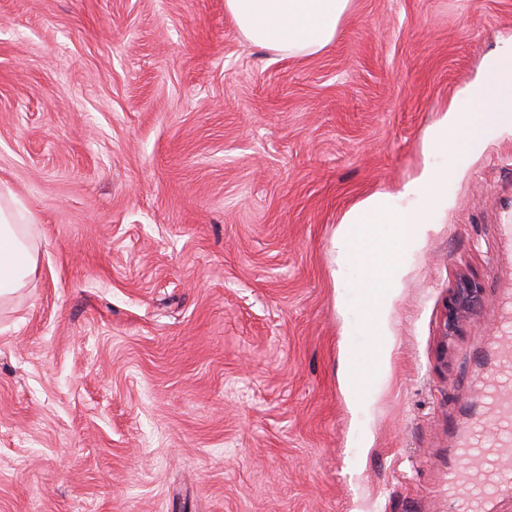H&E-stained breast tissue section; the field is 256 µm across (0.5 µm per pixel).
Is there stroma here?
I'll return each mask as SVG.
<instances>
[{"label": "stroma", "instance_id": "obj_1", "mask_svg": "<svg viewBox=\"0 0 512 512\" xmlns=\"http://www.w3.org/2000/svg\"><path fill=\"white\" fill-rule=\"evenodd\" d=\"M511 35L512 0H352L286 56L224 0H0V183L37 218L0 306V512H454L512 295V133L405 253L384 375L333 237ZM479 301V289L470 281H465L459 288H455L452 296L451 314L448 322H445V336L449 332H454L456 328V319L465 314L471 313Z\"/></svg>", "mask_w": 512, "mask_h": 512}]
</instances>
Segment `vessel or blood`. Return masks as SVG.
<instances>
[{"mask_svg": "<svg viewBox=\"0 0 512 512\" xmlns=\"http://www.w3.org/2000/svg\"><path fill=\"white\" fill-rule=\"evenodd\" d=\"M491 424L465 425L455 450L467 469L448 470V495L458 512H489L494 498L512 487V361L497 365L481 387Z\"/></svg>", "mask_w": 512, "mask_h": 512, "instance_id": "b4317fda", "label": "vessel or blood"}]
</instances>
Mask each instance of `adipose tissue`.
Listing matches in <instances>:
<instances>
[{"mask_svg": "<svg viewBox=\"0 0 512 512\" xmlns=\"http://www.w3.org/2000/svg\"><path fill=\"white\" fill-rule=\"evenodd\" d=\"M351 0H224L246 41L289 56L313 54L331 43ZM36 218L9 188L0 187V302L28 284L37 263L31 236Z\"/></svg>", "mask_w": 512, "mask_h": 512, "instance_id": "obj_1", "label": "adipose tissue"}]
</instances>
